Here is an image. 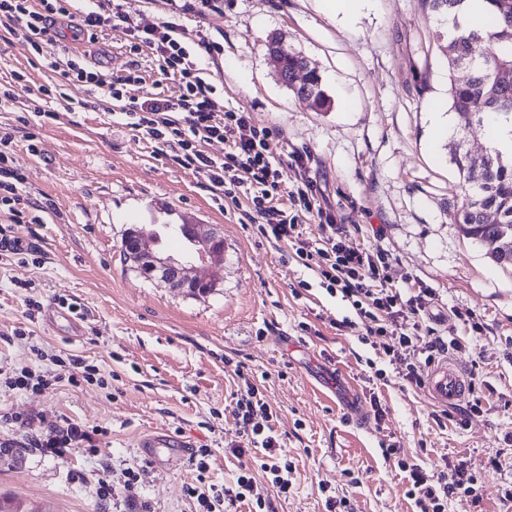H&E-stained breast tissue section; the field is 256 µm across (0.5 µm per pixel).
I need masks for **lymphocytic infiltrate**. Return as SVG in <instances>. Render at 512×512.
<instances>
[{
    "label": "lymphocytic infiltrate",
    "mask_w": 512,
    "mask_h": 512,
    "mask_svg": "<svg viewBox=\"0 0 512 512\" xmlns=\"http://www.w3.org/2000/svg\"><path fill=\"white\" fill-rule=\"evenodd\" d=\"M73 1L0 0V18L9 22L13 36L42 55L62 80L77 79L111 99L109 113L116 123L169 148L175 163L230 199L243 222L257 225L267 239L295 244L302 265L316 272L329 293H341L355 310L356 319H343L342 328L363 326L361 342L398 362L402 380L424 386V367L465 351L461 338L424 333L423 324L435 300L433 289L421 288L402 296L393 285L388 257L348 247L346 227L322 208L316 183L304 175L289 179L276 156L271 130L255 126L249 113L224 108L201 67L204 57L217 52L216 43L204 37L188 40L183 27L174 22L139 26L129 10L112 0H77L81 3L77 9ZM71 16L78 19L72 32L76 40L85 35L94 39L109 29L127 32L133 57L127 75L114 78L80 67L42 45L40 37L51 22ZM145 56L175 89L151 94L139 103L124 102V85L143 79L141 59ZM214 141L223 143V156L206 151V144ZM12 143L11 133L0 132V212L17 223L30 199L25 177L12 165ZM306 216L317 218L320 228L312 243L303 241L299 231ZM234 415L245 435L244 443L235 447V455L257 454L261 463L255 469L242 467L233 494L216 490L209 496L200 495L203 512H220L230 497L250 503L251 512H276L274 500L287 497L291 473L274 460L278 436L272 425L273 412L260 397L257 385L249 382L236 392ZM92 441V431L71 419L32 428L30 435L34 448L57 458ZM399 467L408 474L407 496L421 512H447L449 500L470 497L479 472L464 460L445 465L436 475L416 463L403 461ZM258 470L265 474V484H258L254 476Z\"/></svg>",
    "instance_id": "obj_1"
}]
</instances>
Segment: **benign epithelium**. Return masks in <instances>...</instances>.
<instances>
[{"label": "benign epithelium", "instance_id": "benign-epithelium-1", "mask_svg": "<svg viewBox=\"0 0 512 512\" xmlns=\"http://www.w3.org/2000/svg\"><path fill=\"white\" fill-rule=\"evenodd\" d=\"M178 230L188 242L204 244V253L200 259L208 264L206 274L190 275V257L178 259L163 254L159 248V238L146 236L138 227L128 233L130 246L125 249V259L135 270L146 269L152 273V278L172 288L192 296L206 297L218 287L223 278L224 240L206 229L205 225L192 221L178 225Z\"/></svg>", "mask_w": 512, "mask_h": 512}]
</instances>
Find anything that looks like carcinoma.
Segmentation results:
<instances>
[{
    "label": "carcinoma",
    "instance_id": "obj_1",
    "mask_svg": "<svg viewBox=\"0 0 512 512\" xmlns=\"http://www.w3.org/2000/svg\"><path fill=\"white\" fill-rule=\"evenodd\" d=\"M428 2L436 16L453 20L445 46L448 105L456 119L449 155L467 186L455 223L466 237L482 245L493 261L512 267V156L490 148L485 169L477 176L466 149L467 132L487 115L495 114L512 123V79H496L502 72L512 74V0H485L489 12L483 31L460 25L458 15L466 0ZM478 44L482 50L477 54ZM283 69L288 87L298 99L325 107L321 76L307 70L304 57L294 52L283 57ZM461 69L467 72L464 79L456 76ZM489 213L496 216L492 224L487 221Z\"/></svg>",
    "mask_w": 512,
    "mask_h": 512
}]
</instances>
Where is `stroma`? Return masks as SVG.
<instances>
[{"instance_id": "obj_1", "label": "stroma", "mask_w": 512, "mask_h": 512, "mask_svg": "<svg viewBox=\"0 0 512 512\" xmlns=\"http://www.w3.org/2000/svg\"><path fill=\"white\" fill-rule=\"evenodd\" d=\"M130 7L138 24L175 22L218 43L203 66L225 109L272 130L283 167H293L294 154L309 156V175L323 206L347 224L348 244L387 254L397 288L434 289L437 335L461 330L459 311L483 324L467 351L451 356L482 410L465 425L439 426L425 389L338 329L353 309L320 287L291 246L240 223L196 174L112 123L99 93L70 86L83 103L77 117L39 124L27 105L58 76L0 26V87L15 94L0 104V129L12 133L14 165L43 207L39 220L0 222V236L32 249L22 264L0 259V496L26 512H128L123 486L134 472L144 512H197L191 487L236 485L232 449L242 437L233 394L246 377L277 416L278 461L294 465L277 512H327L330 496L347 499L349 512H420L405 495L402 459L430 472L446 459L479 463L480 512H512L504 498L512 451L503 443L512 431V268L492 262L453 220L464 185L448 154L456 120L447 110V23L426 0H361L350 16L326 12L322 0H210L184 13L167 0ZM276 34L319 72L327 108H311L282 83L267 51ZM51 39L55 53L79 65L117 76L127 68L122 32ZM31 134L41 156L27 150ZM185 219L208 225L227 250L223 280L206 297L141 277L121 250L125 230L137 225L183 255L189 244L169 227ZM61 300L84 318L83 336L45 322L46 308ZM72 358L96 367L103 385L69 383ZM375 367L385 378L372 387ZM24 368L62 380L42 393L22 390L11 379ZM329 369L362 405L378 397L381 417L350 426L320 382ZM67 418L96 429L95 448L60 459L30 447L29 424ZM160 429L208 449L207 471L151 461L138 440ZM391 446L400 456L385 455Z\"/></svg>"}]
</instances>
